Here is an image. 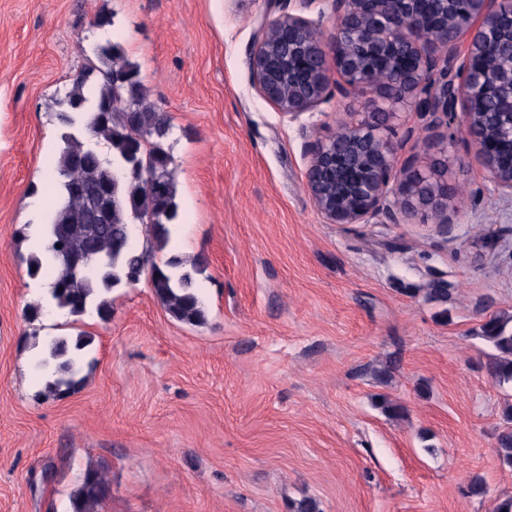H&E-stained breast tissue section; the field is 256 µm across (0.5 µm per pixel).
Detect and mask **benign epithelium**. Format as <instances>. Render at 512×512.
Here are the masks:
<instances>
[{
	"mask_svg": "<svg viewBox=\"0 0 512 512\" xmlns=\"http://www.w3.org/2000/svg\"><path fill=\"white\" fill-rule=\"evenodd\" d=\"M319 0H282L278 17L260 30L249 55L253 83L280 114L294 120L335 95L348 98L372 88L369 112H355L341 136L309 141L307 186L328 224H365L373 218L399 222V214H429L446 235L457 223L448 209V182L436 171L409 164L395 170L398 144L388 104L413 103L429 123L446 124L463 102L462 132L475 146L482 167L503 193L512 196V115L486 109L492 86L512 98V0H464L466 24L439 0L433 16L424 0H326L336 27L328 40L321 24L305 16ZM503 41L508 54L489 61L487 40ZM382 59L391 78L378 80L368 64ZM339 79L330 82L329 68ZM288 75V96L280 77ZM400 180V199L389 198V183Z\"/></svg>",
	"mask_w": 512,
	"mask_h": 512,
	"instance_id": "1",
	"label": "benign epithelium"
}]
</instances>
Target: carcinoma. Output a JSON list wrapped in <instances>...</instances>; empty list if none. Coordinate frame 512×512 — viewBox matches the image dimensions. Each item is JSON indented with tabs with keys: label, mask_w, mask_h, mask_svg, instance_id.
<instances>
[{
	"label": "carcinoma",
	"mask_w": 512,
	"mask_h": 512,
	"mask_svg": "<svg viewBox=\"0 0 512 512\" xmlns=\"http://www.w3.org/2000/svg\"><path fill=\"white\" fill-rule=\"evenodd\" d=\"M97 64L81 73L65 98L58 101L56 119L61 127L62 146L56 169L64 178L58 189L54 218L47 227L45 250L51 267L44 268L40 256L28 259L30 275L46 271L54 308L79 321L94 313L103 321L112 317L107 294L125 283L132 274L148 276L156 299L175 321L199 326L206 320L205 305L196 291L195 265L174 258L159 262L170 238L171 227L179 224L177 187L170 165L173 156L164 140L170 131L168 118L148 101L139 80L137 65L115 45L97 47ZM84 126V142L68 129ZM104 142L107 151L92 148ZM113 168L126 171L115 183L106 181ZM143 223L147 239L141 250L125 238L127 225ZM480 339L495 354L486 371L498 384L512 383V315L495 316L481 326ZM91 338L80 331L76 338L59 336L48 345L39 365L51 370L47 392L55 396L75 389L81 379L82 351ZM498 457L512 468V428L498 436ZM110 485L97 469L89 468L72 495L73 512H99Z\"/></svg>",
	"instance_id": "1"
}]
</instances>
